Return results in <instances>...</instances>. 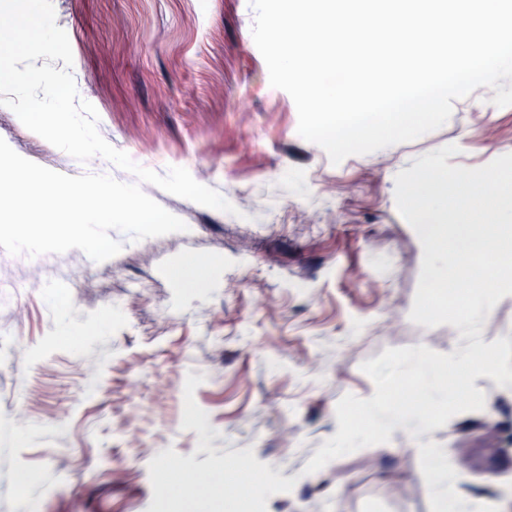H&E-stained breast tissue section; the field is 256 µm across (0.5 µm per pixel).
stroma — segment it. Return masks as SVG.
I'll list each match as a JSON object with an SVG mask.
<instances>
[{
    "mask_svg": "<svg viewBox=\"0 0 512 512\" xmlns=\"http://www.w3.org/2000/svg\"><path fill=\"white\" fill-rule=\"evenodd\" d=\"M81 99L98 131L139 166L186 168L226 213L146 183L187 231L122 245L97 263L78 249H0V512H147L149 463L166 449L204 462L252 449L293 489L267 512H430L410 435L308 461L336 433L346 394L375 392L363 362L385 349L447 353L458 334L413 323L423 248L395 201V177L447 145L448 165L479 168L512 153V106L477 88L415 140L332 164L301 138L291 96L269 82L249 0H53ZM0 138L69 176L134 174L79 162L0 105ZM209 256L198 287L174 271ZM201 377L209 451L181 426L187 375ZM485 407L434 429L471 497L512 491V389L478 377ZM29 469L39 480L20 490Z\"/></svg>",
    "mask_w": 512,
    "mask_h": 512,
    "instance_id": "35a3bbf8",
    "label": "stroma"
}]
</instances>
